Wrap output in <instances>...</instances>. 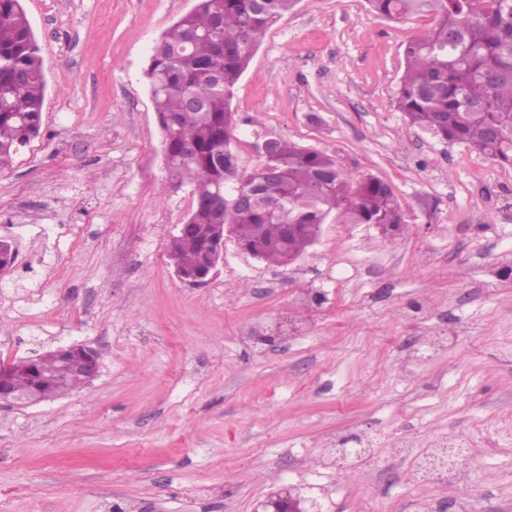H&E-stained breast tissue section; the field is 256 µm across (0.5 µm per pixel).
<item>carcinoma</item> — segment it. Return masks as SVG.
<instances>
[{
	"label": "carcinoma",
	"mask_w": 512,
	"mask_h": 512,
	"mask_svg": "<svg viewBox=\"0 0 512 512\" xmlns=\"http://www.w3.org/2000/svg\"><path fill=\"white\" fill-rule=\"evenodd\" d=\"M390 19L432 16L431 27L405 50L397 108L409 125L469 145L512 165V0H367ZM295 0H197L152 48L145 78L170 161L168 180L191 187L194 206L170 241L171 265L187 278L206 272L211 225L231 224L253 254L286 265L307 251L331 216L375 224L385 233L405 223L392 190L372 176L344 169L336 157L275 139L252 171H239L233 150L235 86L253 50ZM46 80L21 0H0V166L42 128ZM274 166L279 175L262 176ZM239 191L253 206L234 205ZM282 205L284 215L268 213ZM82 350H50L35 364H12L16 394L60 395L84 382L71 369Z\"/></svg>",
	"instance_id": "1"
}]
</instances>
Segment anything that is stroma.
<instances>
[{
	"label": "stroma",
	"instance_id": "35a3bbf8",
	"mask_svg": "<svg viewBox=\"0 0 512 512\" xmlns=\"http://www.w3.org/2000/svg\"><path fill=\"white\" fill-rule=\"evenodd\" d=\"M196 0H23L43 59L42 131L0 168V362L72 344L97 377L0 403V512H251L290 486L317 512H512V166L410 127L395 93L431 24L366 0H298L253 51L233 99L241 171L280 136L386 183L405 223L328 220L290 265L224 241L192 288L168 244L172 188L144 71ZM323 303L309 301L315 291ZM411 438L392 459L387 442ZM381 439L374 459L340 448ZM477 471L410 478L434 439Z\"/></svg>",
	"mask_w": 512,
	"mask_h": 512
}]
</instances>
